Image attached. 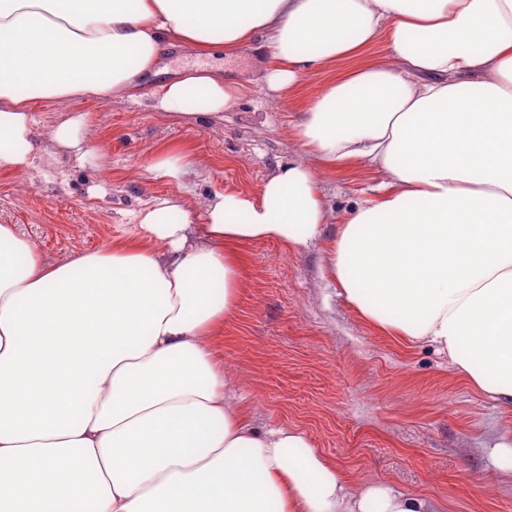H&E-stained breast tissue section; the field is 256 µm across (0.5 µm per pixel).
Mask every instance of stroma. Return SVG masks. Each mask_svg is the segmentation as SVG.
<instances>
[{"mask_svg": "<svg viewBox=\"0 0 512 512\" xmlns=\"http://www.w3.org/2000/svg\"><path fill=\"white\" fill-rule=\"evenodd\" d=\"M162 67L175 76L217 68L247 92L217 115H172L147 101H45L35 108L40 148L30 169L0 174V224L16 225L50 264L137 232L131 211L174 196L203 223L217 193H257L278 166L308 157L292 135L302 101L335 76L309 67L276 91L258 45L207 58L174 42ZM92 113L99 139L84 158L58 148L52 128ZM190 144L197 165L176 182L152 170L156 148ZM322 239L291 251L244 245L246 285L215 350L254 427H299L352 489L379 483L430 498L440 512H512V471L491 450L512 448V412L494 406L427 343L382 333L360 319L324 268L337 225L374 195L385 175L365 165L320 175Z\"/></svg>", "mask_w": 512, "mask_h": 512, "instance_id": "stroma-1", "label": "stroma"}]
</instances>
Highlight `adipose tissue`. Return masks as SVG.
Returning a JSON list of instances; mask_svg holds the SVG:
<instances>
[{"label": "adipose tissue", "mask_w": 512, "mask_h": 512, "mask_svg": "<svg viewBox=\"0 0 512 512\" xmlns=\"http://www.w3.org/2000/svg\"><path fill=\"white\" fill-rule=\"evenodd\" d=\"M175 40L261 42L282 91L337 68L293 128L316 164L215 194L201 224L157 198L135 237L53 266L0 224V512H437L352 491L302 429H254L213 338L242 246L321 237L319 171L369 163L387 180L329 239L331 276L365 321L512 410V0H0V172L30 167L39 101L233 110L245 89L218 70L146 90ZM382 41L390 58L369 57ZM92 129L75 112L53 139L83 152Z\"/></svg>", "instance_id": "obj_1"}]
</instances>
